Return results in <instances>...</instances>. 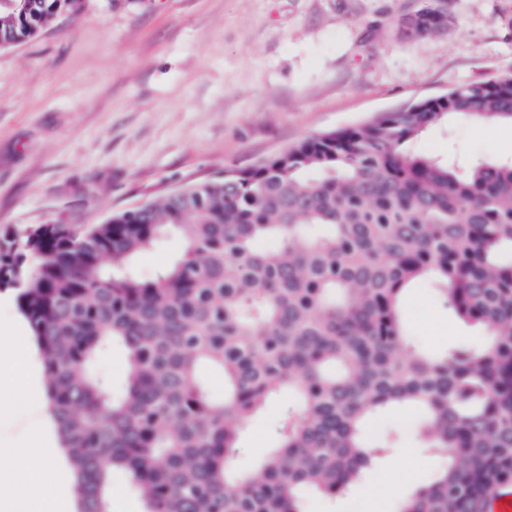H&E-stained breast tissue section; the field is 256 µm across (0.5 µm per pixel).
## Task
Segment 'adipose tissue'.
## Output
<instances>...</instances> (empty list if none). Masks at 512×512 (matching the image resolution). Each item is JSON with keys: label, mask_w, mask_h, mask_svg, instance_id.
I'll return each mask as SVG.
<instances>
[{"label": "adipose tissue", "mask_w": 512, "mask_h": 512, "mask_svg": "<svg viewBox=\"0 0 512 512\" xmlns=\"http://www.w3.org/2000/svg\"><path fill=\"white\" fill-rule=\"evenodd\" d=\"M31 349L32 337L20 322L0 321V421L10 420L18 398L37 400L43 392ZM35 411H44L38 400ZM3 459L8 469L0 476V512H75L71 476L48 428L38 438L0 446Z\"/></svg>", "instance_id": "obj_1"}]
</instances>
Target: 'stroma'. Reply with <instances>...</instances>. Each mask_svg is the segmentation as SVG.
Listing matches in <instances>:
<instances>
[{
    "mask_svg": "<svg viewBox=\"0 0 512 512\" xmlns=\"http://www.w3.org/2000/svg\"><path fill=\"white\" fill-rule=\"evenodd\" d=\"M429 0H83L0 50V240L36 224H100L184 185L247 168L298 140L512 73V0H448L451 22L413 38ZM417 151L512 159V124L463 117ZM426 350L479 342L427 290L404 301ZM404 441L383 473L391 512L436 467Z\"/></svg>",
    "mask_w": 512,
    "mask_h": 512,
    "instance_id": "obj_1",
    "label": "stroma"
}]
</instances>
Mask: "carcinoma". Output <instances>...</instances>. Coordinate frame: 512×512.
Masks as SVG:
<instances>
[{
  "label": "carcinoma",
  "instance_id": "carcinoma-1",
  "mask_svg": "<svg viewBox=\"0 0 512 512\" xmlns=\"http://www.w3.org/2000/svg\"><path fill=\"white\" fill-rule=\"evenodd\" d=\"M0 9L31 39L79 0ZM410 34L439 33L440 0ZM462 116L512 121V73L327 131L102 224H37L0 240V283L45 367L79 512H111L112 472L145 512H306L362 485L400 439L365 434L409 414L441 460L394 512H488L512 485V161L464 168L408 145ZM184 250L145 278L136 259ZM427 288L484 343L421 348L402 304ZM116 345L121 386L96 370ZM224 378V393L212 386ZM279 404L249 469L247 423Z\"/></svg>",
  "mask_w": 512,
  "mask_h": 512
}]
</instances>
